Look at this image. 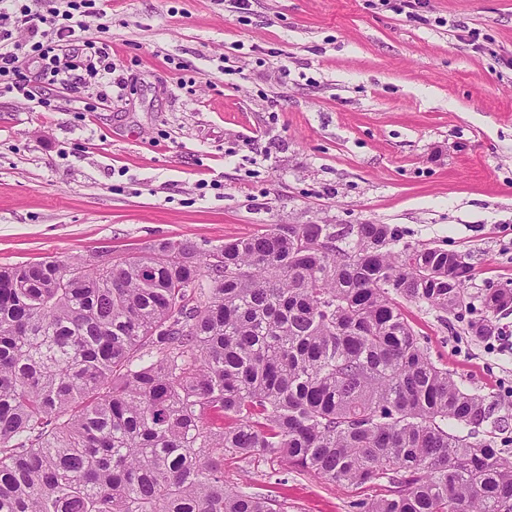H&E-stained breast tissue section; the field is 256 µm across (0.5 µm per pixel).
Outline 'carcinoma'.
I'll list each match as a JSON object with an SVG mask.
<instances>
[{
    "label": "carcinoma",
    "instance_id": "obj_1",
    "mask_svg": "<svg viewBox=\"0 0 512 512\" xmlns=\"http://www.w3.org/2000/svg\"><path fill=\"white\" fill-rule=\"evenodd\" d=\"M157 248L112 279L0 267V512H288L224 488L226 457L255 455L392 485L360 512H512L500 403L437 366L399 305L485 338L512 288L473 307L464 255L388 224H273L217 248L222 269Z\"/></svg>",
    "mask_w": 512,
    "mask_h": 512
}]
</instances>
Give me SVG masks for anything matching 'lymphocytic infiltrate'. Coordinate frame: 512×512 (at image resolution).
Masks as SVG:
<instances>
[{
	"label": "lymphocytic infiltrate",
	"mask_w": 512,
	"mask_h": 512,
	"mask_svg": "<svg viewBox=\"0 0 512 512\" xmlns=\"http://www.w3.org/2000/svg\"><path fill=\"white\" fill-rule=\"evenodd\" d=\"M41 0H0V92L15 93L50 108L47 99L36 98L27 72L38 67L52 83L68 82L74 71H83L84 81L98 86L112 82L113 64L106 46L80 40L86 16L98 14V0H54L48 13H41ZM28 30L27 40H19L17 30ZM82 41L81 51L72 44Z\"/></svg>",
	"instance_id": "f902f5d3"
}]
</instances>
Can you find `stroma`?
Masks as SVG:
<instances>
[{
  "instance_id": "1",
  "label": "stroma",
  "mask_w": 512,
  "mask_h": 512,
  "mask_svg": "<svg viewBox=\"0 0 512 512\" xmlns=\"http://www.w3.org/2000/svg\"><path fill=\"white\" fill-rule=\"evenodd\" d=\"M101 0L107 100L33 77L52 110L0 94V265L129 259L164 241L205 252L273 224H388L467 255L470 294L512 288V0ZM479 34L480 49L459 37ZM430 358L500 401L512 461V350L401 301ZM288 512H356L347 488L264 457L224 485Z\"/></svg>"
}]
</instances>
